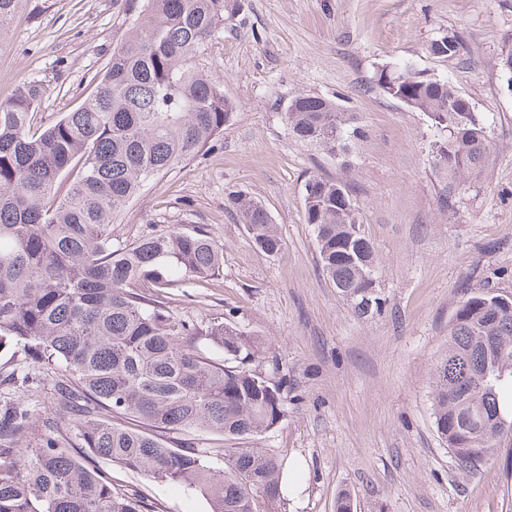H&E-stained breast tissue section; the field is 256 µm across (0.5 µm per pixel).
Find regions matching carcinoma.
I'll return each mask as SVG.
<instances>
[{
	"mask_svg": "<svg viewBox=\"0 0 512 512\" xmlns=\"http://www.w3.org/2000/svg\"><path fill=\"white\" fill-rule=\"evenodd\" d=\"M135 31L114 49L93 97L73 112L38 116L31 80L0 101V352L20 347L55 374L58 414L76 416L83 463L50 425L38 448L16 443L32 421L23 402L0 401V512H145L112 489L92 461L206 496L212 512H257L254 492L280 495V468L260 448H194L171 440L253 438L286 416L284 382L247 367L254 343L222 313L196 326L161 307L189 279L208 283L224 254L206 229L174 227L112 246V219L155 176L197 156L235 117L224 86L200 63L205 43L242 0H128ZM21 0H0V31ZM455 35L431 42L460 54ZM389 97L425 113L437 132L435 166L454 191L472 187L492 148L485 119L448 81L408 61L377 70ZM296 140L347 157L364 130L330 99L300 93L286 109ZM229 208L268 255L283 241L265 207L237 192ZM304 214L331 287L363 314L377 312L378 262L347 184L313 176ZM476 291L456 308L433 380L435 425L463 471L485 464L505 434L512 387V305ZM224 352L216 362L188 344ZM224 456V467L210 463Z\"/></svg>",
	"mask_w": 512,
	"mask_h": 512,
	"instance_id": "cac0c4a2",
	"label": "carcinoma"
}]
</instances>
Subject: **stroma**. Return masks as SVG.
<instances>
[{
    "mask_svg": "<svg viewBox=\"0 0 512 512\" xmlns=\"http://www.w3.org/2000/svg\"><path fill=\"white\" fill-rule=\"evenodd\" d=\"M204 46L205 70L224 83L236 117L211 147L151 180L112 225L122 246L174 226L207 229L224 248L220 273L186 282L167 300L177 319L231 313L260 348L251 366L287 378L285 419L252 440L277 457L295 487L258 512H512V433L488 464L461 471L439 437L431 374L448 324L470 292L512 295V91L494 61L512 45V0H242ZM126 0H24L0 38V100L41 80L39 112L52 118L90 98L112 50L131 36ZM457 35L454 58L429 44ZM408 61L447 79L491 128L492 149L474 188L442 205L448 178L433 166L426 114L387 97L381 66ZM338 99L365 132L348 166L295 140L286 108L301 94ZM345 180L378 262L379 312L360 316L330 288L304 217V185ZM259 200L284 247L254 246L227 197ZM24 352L0 356V399L26 398L33 423L19 440L38 447L53 381L32 367L7 381ZM117 491L147 512H211L180 485L107 463Z\"/></svg>",
    "mask_w": 512,
    "mask_h": 512,
    "instance_id": "stroma-1",
    "label": "stroma"
}]
</instances>
